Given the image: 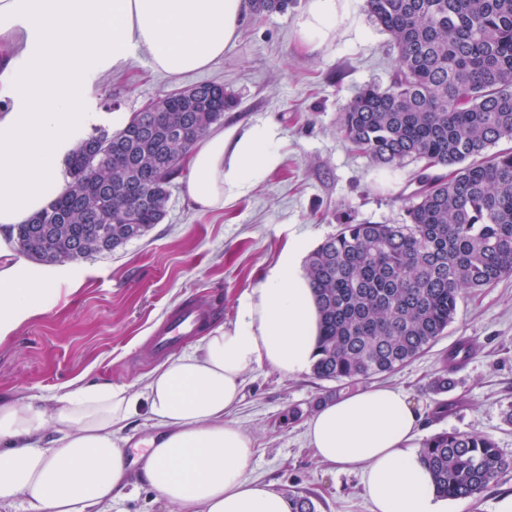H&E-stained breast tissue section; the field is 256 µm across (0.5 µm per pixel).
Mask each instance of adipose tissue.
I'll return each mask as SVG.
<instances>
[{
  "label": "adipose tissue",
  "mask_w": 512,
  "mask_h": 512,
  "mask_svg": "<svg viewBox=\"0 0 512 512\" xmlns=\"http://www.w3.org/2000/svg\"><path fill=\"white\" fill-rule=\"evenodd\" d=\"M342 9V0H309L296 21L300 41L322 47ZM245 13V0H0V42L29 61L0 89V340L63 278L17 261L12 231L64 189L69 154L99 121L86 109L83 72L123 71L140 50L158 72L205 69L234 43ZM280 141L270 119L211 130L189 153L187 197L208 211L246 196L278 166ZM303 251L289 246L241 297L232 328L211 329L148 372L141 392L79 376L49 405L0 400V512H112L135 479L176 512H291L288 498L248 476L254 442L228 414L248 369L300 374L314 360L319 317ZM142 412L156 434L133 476L123 432ZM417 424L410 396L379 386L322 405L307 433L321 461L362 473L372 512H448L421 460Z\"/></svg>",
  "instance_id": "1"
}]
</instances>
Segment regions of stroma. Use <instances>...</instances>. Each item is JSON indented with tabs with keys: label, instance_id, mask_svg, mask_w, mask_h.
Returning a JSON list of instances; mask_svg holds the SVG:
<instances>
[{
	"label": "stroma",
	"instance_id": "35a3bbf8",
	"mask_svg": "<svg viewBox=\"0 0 512 512\" xmlns=\"http://www.w3.org/2000/svg\"><path fill=\"white\" fill-rule=\"evenodd\" d=\"M309 0L286 13H248L235 44L209 68L166 74L137 54L125 71L89 69L82 94L89 111H139L162 94L202 84L222 85L234 107L228 124L274 119L281 132V161L247 196L221 210L202 212L171 189L164 220L142 238L106 255L75 261L76 289L61 287L42 311L0 340V398L48 399L77 376L140 391L160 365L152 350L158 326L184 303L221 305V325L232 327L239 300L261 287L290 242L313 251L344 221L401 224L396 196L418 170L411 162L391 180L351 149L337 131L343 105L370 84H386L396 51L389 34L369 17L366 0H344L337 31L316 51L299 45L298 16ZM467 340L475 354L458 367L445 398L448 414H434L429 384L449 348ZM403 389L421 419L419 439L442 431L491 438L512 458V275L467 294L444 335L405 367L375 378ZM336 382L312 372L281 373L261 365L244 375L240 402L229 420L255 441L249 474L287 497L306 496L315 512H371L361 473L320 461L306 425ZM296 418H289V411Z\"/></svg>",
	"mask_w": 512,
	"mask_h": 512
}]
</instances>
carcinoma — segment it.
I'll return each instance as SVG.
<instances>
[{
	"label": "carcinoma",
	"instance_id": "carcinoma-1",
	"mask_svg": "<svg viewBox=\"0 0 512 512\" xmlns=\"http://www.w3.org/2000/svg\"><path fill=\"white\" fill-rule=\"evenodd\" d=\"M292 0H250L256 14L285 13ZM396 50L387 84L368 85L343 108L338 133L388 178L425 162L419 187L397 199L407 223H345L307 258L319 312L313 374L338 386L390 373L430 348L469 291L512 274V0H367ZM233 103L200 84L154 99L115 132L98 129L67 160L69 181L15 243L42 264L110 254L166 216L170 188L195 141ZM447 168L446 174L435 172ZM473 353L448 351L429 389ZM420 454L436 493L480 495L512 468L495 442L444 431Z\"/></svg>",
	"mask_w": 512,
	"mask_h": 512
}]
</instances>
